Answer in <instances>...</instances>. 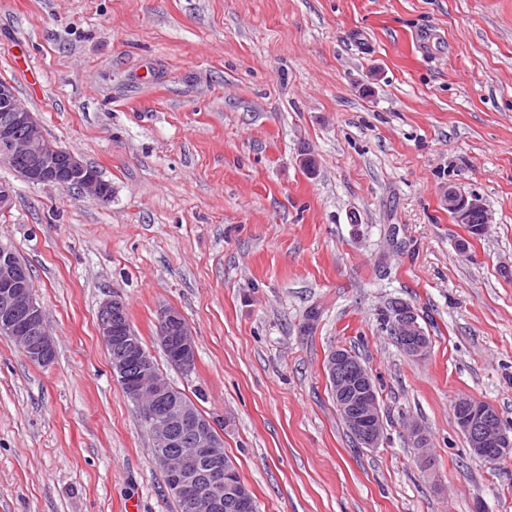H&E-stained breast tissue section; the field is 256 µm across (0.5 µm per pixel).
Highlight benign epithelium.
Masks as SVG:
<instances>
[{
    "instance_id": "1",
    "label": "benign epithelium",
    "mask_w": 512,
    "mask_h": 512,
    "mask_svg": "<svg viewBox=\"0 0 512 512\" xmlns=\"http://www.w3.org/2000/svg\"><path fill=\"white\" fill-rule=\"evenodd\" d=\"M26 163L29 182L59 189L77 188L105 203L111 188L89 172L88 164L53 145L43 128L19 99L13 85L0 81V164ZM448 211L455 221L482 233L488 223L480 199L448 190ZM480 223H473L474 216ZM393 334L404 352L417 358L427 354L430 338L412 307L405 304L392 315ZM98 332L109 348L111 368L137 409L144 413L153 437L155 461L167 485L188 512H219L228 507L250 512L252 497L224 465V441L215 422L198 413L177 395V388L156 370L150 353L132 331L127 304L118 293L98 310ZM0 334L8 337L32 364L50 362L54 341L47 329L43 307L35 297L27 271L18 265L9 247L0 244ZM157 338L170 353V362L189 373L195 368L196 341L180 311L160 309ZM325 376L334 388L336 410L360 448L378 447L383 418L370 370L346 348L332 349L325 361ZM461 433L472 451L494 459L512 455V435L500 423L498 411L486 402L460 398L455 402Z\"/></svg>"
}]
</instances>
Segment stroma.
<instances>
[{
    "instance_id": "35a3bbf8",
    "label": "stroma",
    "mask_w": 512,
    "mask_h": 512,
    "mask_svg": "<svg viewBox=\"0 0 512 512\" xmlns=\"http://www.w3.org/2000/svg\"><path fill=\"white\" fill-rule=\"evenodd\" d=\"M1 79L112 198L0 165V243L56 346L34 365L0 336V512H178L98 334L115 292L259 512H512V458L470 455L451 409L512 432V0H0ZM397 303L425 357L386 329ZM169 306L188 374L157 340ZM339 346L376 379L377 448L336 410ZM448 210L453 213L455 221L459 224H466L476 234H482L488 223L487 212L480 199L477 196H466L457 193L455 190H449L447 196ZM475 215L480 216L482 224H473ZM476 234H472L476 236ZM400 305H403V303H397L395 306H392L390 313L395 309L396 311L392 315L391 324L389 318L387 319L386 327L389 324V329L391 330L392 325L395 338L397 336L400 345L409 357L417 358L424 356L430 349V338L419 323L418 315L414 309L407 304ZM396 306L400 307L396 308ZM157 338L160 345L170 353V362L175 368L185 373L194 370L196 341L186 320L176 308L164 307L158 312ZM164 352L169 358L167 352Z\"/></svg>"
}]
</instances>
